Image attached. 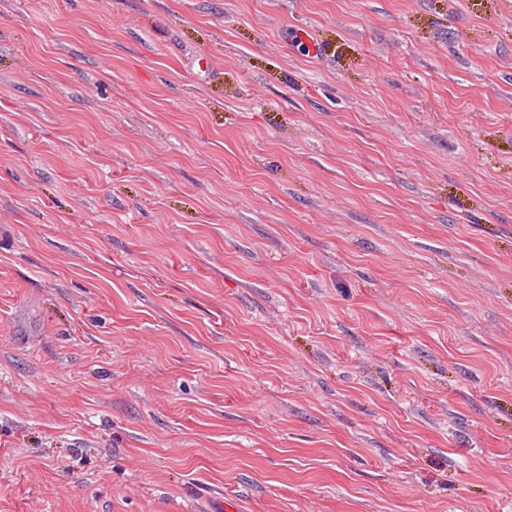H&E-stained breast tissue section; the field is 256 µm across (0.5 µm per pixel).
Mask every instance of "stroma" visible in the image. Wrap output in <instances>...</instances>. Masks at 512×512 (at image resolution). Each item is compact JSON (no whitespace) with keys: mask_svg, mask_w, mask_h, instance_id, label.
Segmentation results:
<instances>
[{"mask_svg":"<svg viewBox=\"0 0 512 512\" xmlns=\"http://www.w3.org/2000/svg\"><path fill=\"white\" fill-rule=\"evenodd\" d=\"M224 507L512 512V0H0V512Z\"/></svg>","mask_w":512,"mask_h":512,"instance_id":"stroma-1","label":"stroma"}]
</instances>
